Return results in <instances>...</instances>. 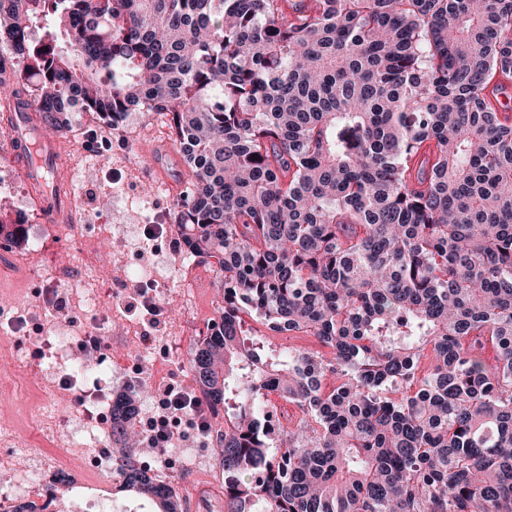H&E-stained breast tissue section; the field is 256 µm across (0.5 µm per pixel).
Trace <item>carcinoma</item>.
I'll list each match as a JSON object with an SVG mask.
<instances>
[{"mask_svg": "<svg viewBox=\"0 0 512 512\" xmlns=\"http://www.w3.org/2000/svg\"><path fill=\"white\" fill-rule=\"evenodd\" d=\"M37 29L43 38H34ZM0 101L167 118L224 305L225 512H512V0H0ZM257 158H251V155ZM307 333L277 348L247 320ZM112 402L119 491L182 512ZM295 405L284 427L271 396Z\"/></svg>", "mask_w": 512, "mask_h": 512, "instance_id": "1", "label": "carcinoma"}]
</instances>
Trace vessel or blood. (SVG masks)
Wrapping results in <instances>:
<instances>
[{
	"mask_svg": "<svg viewBox=\"0 0 512 512\" xmlns=\"http://www.w3.org/2000/svg\"><path fill=\"white\" fill-rule=\"evenodd\" d=\"M41 123L32 110L15 115L11 140L15 154L21 160L23 178L36 189L37 206L44 223L59 224L68 220L74 210L71 194L60 182H48L62 162L58 141L44 139Z\"/></svg>",
	"mask_w": 512,
	"mask_h": 512,
	"instance_id": "1",
	"label": "vessel or blood"
}]
</instances>
